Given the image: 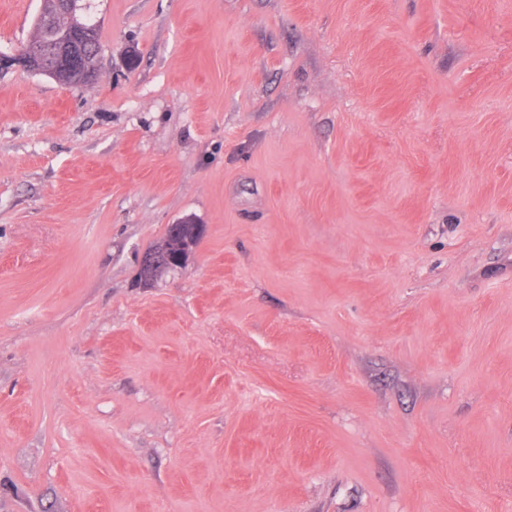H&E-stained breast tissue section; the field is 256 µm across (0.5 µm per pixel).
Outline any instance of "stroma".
Instances as JSON below:
<instances>
[{
	"label": "stroma",
	"mask_w": 512,
	"mask_h": 512,
	"mask_svg": "<svg viewBox=\"0 0 512 512\" xmlns=\"http://www.w3.org/2000/svg\"><path fill=\"white\" fill-rule=\"evenodd\" d=\"M95 6L0 70V512H512V0ZM63 0H42V7L39 10L43 20L39 21L38 14L33 21L34 34L29 41L35 51L29 58L24 68L46 75L58 82L77 85L87 84L81 80V74H78L64 67L57 62V47L60 43L67 41L72 42L76 50L81 55L82 67L84 73L90 72V76L94 74L96 77L95 60L100 48L99 41V22L96 19L92 2L94 0H74L77 6L89 2L88 6L77 8L74 13V21L88 28V33L81 36L76 35L75 26L70 25L69 21L64 17L66 14L62 5L59 4ZM54 20L53 26L42 23L48 18ZM93 79V80H94ZM92 80V81H93ZM91 81V82H92ZM181 224H194V229L191 238H187L186 240H177L171 241L170 245L161 249V250H153L144 255L142 265L143 267L153 269L158 265H161L162 268L166 267L170 270H179L185 267L190 254L193 252L195 247L198 244L200 236L203 232L202 224H197L196 220L192 217H185L179 220L176 224H171L173 237L179 235V231L181 228ZM171 248L178 249L177 255L173 258H169L167 255L170 254ZM165 258L166 262H163L162 259ZM142 267V271L144 275H148L144 268Z\"/></svg>",
	"instance_id": "stroma-1"
}]
</instances>
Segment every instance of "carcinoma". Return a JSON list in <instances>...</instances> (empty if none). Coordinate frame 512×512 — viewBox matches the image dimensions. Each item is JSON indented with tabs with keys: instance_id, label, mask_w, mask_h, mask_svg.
Here are the masks:
<instances>
[{
	"instance_id": "1",
	"label": "carcinoma",
	"mask_w": 512,
	"mask_h": 512,
	"mask_svg": "<svg viewBox=\"0 0 512 512\" xmlns=\"http://www.w3.org/2000/svg\"><path fill=\"white\" fill-rule=\"evenodd\" d=\"M79 8L75 10L74 21L88 28V32L78 36L75 27L65 18L61 0H42L39 10L41 17L34 18V34L30 44L34 53L24 68L46 75L61 83L77 85L82 83L80 74L57 62V47L67 41L73 43L81 55L83 71L95 74V60L100 47L99 22L93 11V0H75Z\"/></svg>"
}]
</instances>
